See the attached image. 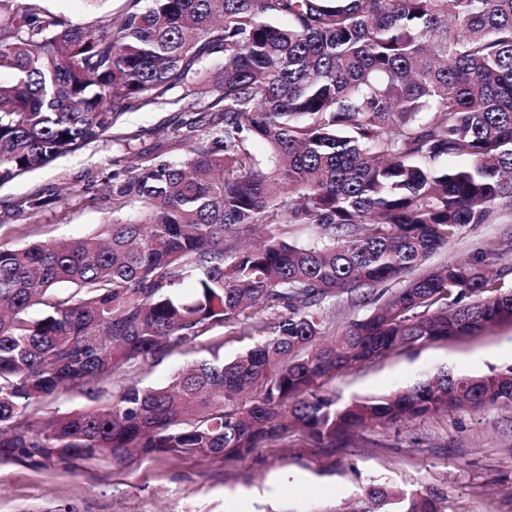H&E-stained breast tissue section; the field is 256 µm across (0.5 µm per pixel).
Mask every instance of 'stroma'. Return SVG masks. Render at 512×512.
<instances>
[{
  "label": "stroma",
  "instance_id": "stroma-1",
  "mask_svg": "<svg viewBox=\"0 0 512 512\" xmlns=\"http://www.w3.org/2000/svg\"><path fill=\"white\" fill-rule=\"evenodd\" d=\"M78 23L120 13L124 0H45ZM191 99L174 89L166 103L124 113L112 130L49 165L0 183V240L77 239L111 223L114 175L135 159L183 160ZM32 197L45 198L37 210ZM495 252L512 266V210L489 224L463 226L431 264ZM329 336L369 313L370 300L341 294L324 303ZM512 366V326L392 353L326 381L339 404L403 391L440 373L483 376ZM430 493L445 512H512V405L469 409L379 425L317 447L300 434L239 458L126 455L123 463L0 461V512H339L370 483Z\"/></svg>",
  "mask_w": 512,
  "mask_h": 512
}]
</instances>
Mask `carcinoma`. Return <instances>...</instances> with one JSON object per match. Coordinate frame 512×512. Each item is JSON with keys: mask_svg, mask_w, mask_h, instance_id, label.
<instances>
[{"mask_svg": "<svg viewBox=\"0 0 512 512\" xmlns=\"http://www.w3.org/2000/svg\"><path fill=\"white\" fill-rule=\"evenodd\" d=\"M216 54L224 65L204 75ZM2 70L15 81L0 83L1 183L174 88L199 115L184 160L139 159L112 185V211L140 221L0 243L1 459L240 457L288 433L334 447L512 404V367L343 407L320 390L396 351L512 324L511 267L489 254L425 267L462 226L512 206V0H125L92 25L0 0ZM442 156L466 164L439 169ZM298 224L311 241L288 238ZM395 281L324 342V300ZM258 305L284 313L267 323ZM223 328L260 342L230 362L213 343L212 359L139 385ZM71 392L90 404L43 411ZM338 512L444 508L373 485Z\"/></svg>", "mask_w": 512, "mask_h": 512, "instance_id": "carcinoma-1", "label": "carcinoma"}]
</instances>
